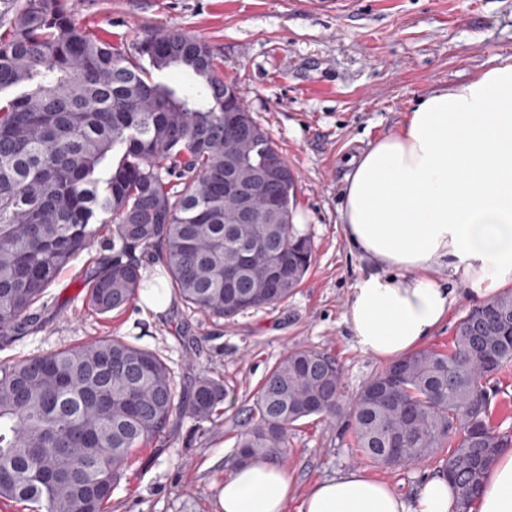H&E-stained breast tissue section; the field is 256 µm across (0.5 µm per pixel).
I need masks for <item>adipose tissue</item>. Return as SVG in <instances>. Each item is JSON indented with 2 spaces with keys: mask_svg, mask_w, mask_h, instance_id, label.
Here are the masks:
<instances>
[{
  "mask_svg": "<svg viewBox=\"0 0 512 512\" xmlns=\"http://www.w3.org/2000/svg\"><path fill=\"white\" fill-rule=\"evenodd\" d=\"M350 248L367 264L344 322L357 347L384 361L423 349L447 319L450 289L437 263L489 302L512 285V55L457 84L434 89L398 129L371 144L347 177L340 211ZM294 492L273 458L235 466L221 512H284ZM299 512H456L444 472L412 500L354 469L312 486ZM470 512H512V448L489 468Z\"/></svg>",
  "mask_w": 512,
  "mask_h": 512,
  "instance_id": "adipose-tissue-1",
  "label": "adipose tissue"
}]
</instances>
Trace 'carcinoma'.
<instances>
[{"label": "carcinoma", "instance_id": "cac0c4a2", "mask_svg": "<svg viewBox=\"0 0 512 512\" xmlns=\"http://www.w3.org/2000/svg\"><path fill=\"white\" fill-rule=\"evenodd\" d=\"M172 69L185 86L155 80ZM280 155L213 48L178 28L125 49L77 23L64 0H22L0 35V338L29 327L59 272L113 227L85 278L99 314L149 287L160 264L189 309L216 318L288 300L313 243L292 224L295 190L254 188L251 223L224 194ZM512 362V290L474 307L446 351L426 347L376 372L350 404L362 456L387 467L439 458L469 509L512 434L491 421L490 381ZM343 370L295 347L267 371L240 434L239 461L282 456L295 423L334 418ZM201 371L182 389L155 351L116 336L0 361V501L28 512H105L136 449L183 413L224 404Z\"/></svg>", "mask_w": 512, "mask_h": 512}]
</instances>
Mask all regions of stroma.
<instances>
[{
    "label": "stroma",
    "instance_id": "1",
    "mask_svg": "<svg viewBox=\"0 0 512 512\" xmlns=\"http://www.w3.org/2000/svg\"><path fill=\"white\" fill-rule=\"evenodd\" d=\"M71 16L117 46L178 27L212 46L226 80L271 136L296 177L294 222L315 252L284 303L217 319L171 301L161 315L138 302L90 312L79 282L100 254H80L49 288L41 325L0 348V361L120 336L166 357L179 380L208 370L229 396L215 423L174 419L139 448L108 512H218L237 438L269 367L295 346L334 355L346 397L384 368L343 321L365 263L347 245L339 211L357 158L391 133L419 97L473 77L512 52V0H66ZM295 496L353 468L413 498L435 461L386 468L362 457L348 413L297 422L281 459Z\"/></svg>",
    "mask_w": 512,
    "mask_h": 512
}]
</instances>
